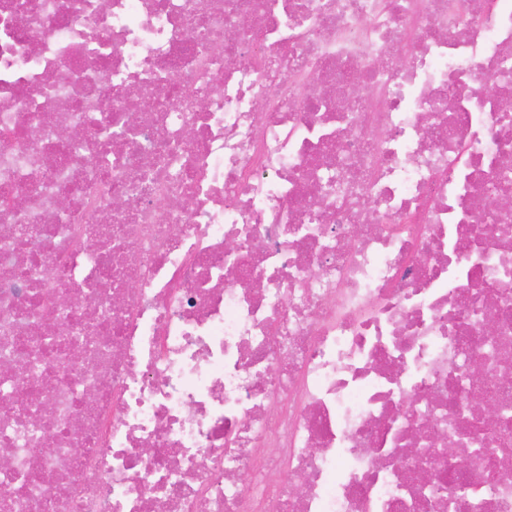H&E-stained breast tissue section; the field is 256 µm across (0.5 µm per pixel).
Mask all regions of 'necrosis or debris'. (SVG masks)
Listing matches in <instances>:
<instances>
[{
  "mask_svg": "<svg viewBox=\"0 0 512 512\" xmlns=\"http://www.w3.org/2000/svg\"><path fill=\"white\" fill-rule=\"evenodd\" d=\"M508 68L512 0H0V512H512Z\"/></svg>",
  "mask_w": 512,
  "mask_h": 512,
  "instance_id": "1",
  "label": "necrosis or debris"
}]
</instances>
